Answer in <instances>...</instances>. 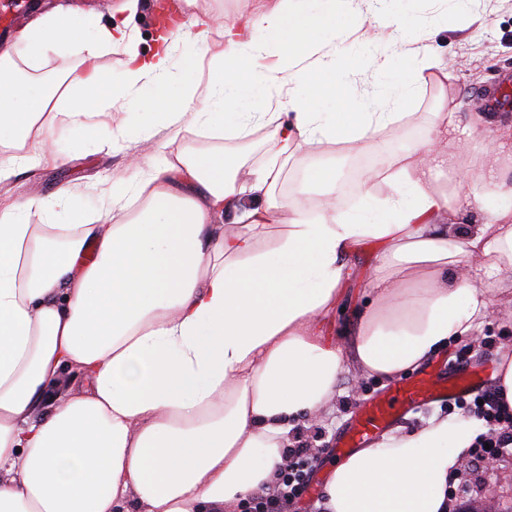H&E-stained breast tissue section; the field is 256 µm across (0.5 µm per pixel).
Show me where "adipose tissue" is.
<instances>
[{"label":"adipose tissue","mask_w":512,"mask_h":512,"mask_svg":"<svg viewBox=\"0 0 512 512\" xmlns=\"http://www.w3.org/2000/svg\"><path fill=\"white\" fill-rule=\"evenodd\" d=\"M228 23H204L193 40L211 50L170 68L182 33L165 6L154 50L126 27L95 30L77 74L59 86L19 79L0 46V182L29 164L55 126L135 106L147 93L167 143L200 130L244 139L262 117L269 146L254 164L179 151L137 186L142 209H73L46 224V203L0 204V512H233L269 490L299 419L321 418L344 363L392 378L438 346L475 335L494 295L512 306V147L492 128L470 145L455 99L442 101L425 137L361 173L359 200L342 207L336 177L308 174L310 196L277 194L301 148L324 154L400 129L405 105L429 79L450 80L435 51L417 45L407 11L375 0H253ZM364 16L388 33L373 59L379 84L361 99L313 97ZM71 7L20 33L29 63L66 35ZM265 25L267 40L251 36ZM125 57L121 83L97 62L99 46ZM484 217L457 237L447 220L468 205ZM288 222L271 231L280 213ZM230 213L229 224L215 216ZM367 239L384 253L366 277L371 308L346 346L325 329ZM479 264L481 282L469 269ZM77 384L54 391L65 372ZM478 433L465 416L431 417L385 436L332 468L326 512H449L448 484Z\"/></svg>","instance_id":"1"}]
</instances>
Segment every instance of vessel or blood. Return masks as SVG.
<instances>
[{"mask_svg": "<svg viewBox=\"0 0 512 512\" xmlns=\"http://www.w3.org/2000/svg\"><path fill=\"white\" fill-rule=\"evenodd\" d=\"M480 389L471 365H438L396 384L392 393L364 404L357 419L339 440L340 452L360 447L377 431L396 418L421 406L449 399L464 398Z\"/></svg>", "mask_w": 512, "mask_h": 512, "instance_id": "b4317fda", "label": "vessel or blood"}]
</instances>
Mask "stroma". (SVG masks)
Segmentation results:
<instances>
[{
    "instance_id": "35a3bbf8",
    "label": "stroma",
    "mask_w": 512,
    "mask_h": 512,
    "mask_svg": "<svg viewBox=\"0 0 512 512\" xmlns=\"http://www.w3.org/2000/svg\"><path fill=\"white\" fill-rule=\"evenodd\" d=\"M84 17L82 33L66 36L46 50L44 69L62 75L77 66L81 47L94 30L109 24L120 0H68ZM410 10L418 17L414 38L420 44L437 49L454 79L450 91L461 99L468 112H483L481 94L497 85L505 75L512 74V0H470L467 9H460L457 0H410ZM440 90L427 84L409 102L412 114L397 132L384 131L366 149L337 146L336 154L345 168L379 155L398 153L412 146L422 135L430 112L436 111ZM113 125L123 128L118 137H111L108 128L86 126L55 130L57 162L33 169H18L15 176L0 183V195L22 205L31 197H45L59 190L70 191L84 209L101 206L104 193L115 190L121 205L136 210L139 203L135 187L145 179L159 160V142L165 136L159 120L147 100H140L134 109L115 113ZM266 146V130L255 127L247 140H225L209 135L186 136L174 144L175 149L201 153L221 152L229 156L258 158ZM384 247L370 240L359 244L350 258L354 268L345 282L338 310L329 330V338L344 344L365 313L370 297L365 286V273L378 264ZM512 348V315L493 312L480 328L479 336L452 342L436 349L431 361L451 360L483 367L482 388L497 391L496 372L501 347ZM390 379L361 376L349 370L336 378V396L328 414L313 424H297L289 435L284 450L286 457L303 454L310 466L303 476L307 485L301 497L289 499L281 512H323L324 487L336 462L334 448L339 435L351 424L359 407L372 395L393 387ZM456 417L467 415L479 433H486L488 423L469 405L445 401L419 407L402 420L389 425L392 433L418 431L433 415ZM493 468L468 467L448 485L451 512H465L470 505L485 499L499 501L503 512H512V446L493 459Z\"/></svg>"
}]
</instances>
